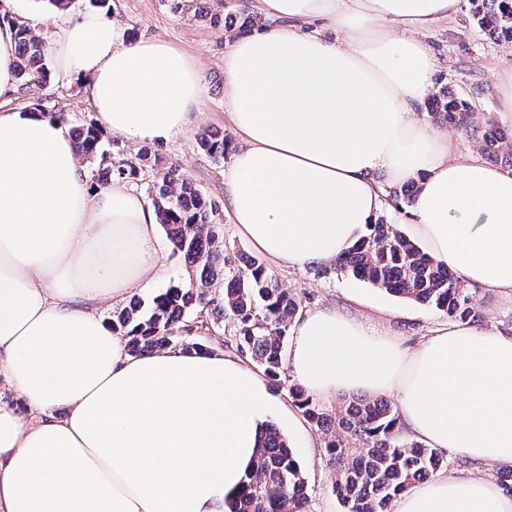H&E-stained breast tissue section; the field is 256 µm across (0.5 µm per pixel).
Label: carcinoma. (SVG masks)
Instances as JSON below:
<instances>
[{"mask_svg":"<svg viewBox=\"0 0 512 512\" xmlns=\"http://www.w3.org/2000/svg\"><path fill=\"white\" fill-rule=\"evenodd\" d=\"M471 5L482 31L512 42V0H471ZM194 16L226 32L257 25L256 18L243 11L199 10ZM12 27L17 79L24 85L46 81L51 70L43 41L27 24L14 22ZM432 108L435 119L476 137L484 154L512 169V139L476 121L467 100L442 91L433 98ZM72 137L78 155L92 164V177L103 185L114 177L135 180L149 167L146 150L129 159L116 140L112 149H100L101 131L93 123L75 126ZM198 145L207 157L219 160L228 156L231 141L204 132ZM147 194L173 252L184 258L189 283L166 289L149 304L129 302L113 314L112 332L128 338L133 356L179 343L188 351H201L202 344L187 338L206 328L205 314H220L233 324L231 342L241 354L269 379L283 381L282 352L299 299L258 258L224 254L217 245L216 206L177 169L155 171ZM332 270L435 307L455 321H474L469 291L458 277L392 224L370 225L365 238L335 263L321 267L325 273ZM288 395L306 421L325 435V457L335 467V492L345 512H392L396 496L448 467L445 452L402 436L398 411L383 398H354L331 410L295 386L288 387ZM307 501L302 465L280 430L266 426L259 435L255 469L228 503L230 512H303Z\"/></svg>","mask_w":512,"mask_h":512,"instance_id":"1","label":"carcinoma"}]
</instances>
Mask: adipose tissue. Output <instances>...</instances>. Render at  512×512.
Instances as JSON below:
<instances>
[{
    "label": "adipose tissue",
    "mask_w": 512,
    "mask_h": 512,
    "mask_svg": "<svg viewBox=\"0 0 512 512\" xmlns=\"http://www.w3.org/2000/svg\"><path fill=\"white\" fill-rule=\"evenodd\" d=\"M459 0H256L224 51L236 141L224 173L235 230L273 265L335 260L411 183L410 236L468 286L512 295V173L457 156L421 111L436 72L420 31ZM335 38L324 37V29ZM97 125L133 142L182 133L197 61L132 40L96 12L53 44ZM153 208L125 182L91 190L75 145L42 112L0 110V512H227L262 427L306 421L220 350L134 357L97 311L163 273ZM310 395L395 397L407 432L463 460L512 466V333L446 323L414 348L333 308L299 311L283 354ZM395 512H512L474 473L439 475Z\"/></svg>",
    "instance_id": "obj_1"
}]
</instances>
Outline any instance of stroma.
<instances>
[{
  "label": "stroma",
  "mask_w": 512,
  "mask_h": 512,
  "mask_svg": "<svg viewBox=\"0 0 512 512\" xmlns=\"http://www.w3.org/2000/svg\"><path fill=\"white\" fill-rule=\"evenodd\" d=\"M89 0H70L66 9L56 10L44 0H0V19L34 26L45 45L60 36L70 15L90 11ZM106 17L118 18L135 39H162L179 52L198 58L202 71L203 93L199 112L183 133L170 141L150 144L160 166L175 165L187 175L197 189L219 206L216 217L226 254L253 255L254 250L238 236L224 204V172L229 161H215L197 147L198 136L213 131L232 136L229 116L224 108V31L193 18L191 12H176L173 0H110ZM436 58L434 90L448 89L467 99L479 121H490L505 135H512V118L500 113L499 98L492 87L493 72H512V43H503L485 34L471 13L469 0H460L454 17L440 21L425 35ZM10 109L62 114L65 127L93 120L84 85L53 72L42 86L19 87L9 103ZM158 251L164 277L155 287L137 288L136 297L151 302L153 297L174 285L189 280L184 261L175 254L166 237H159ZM279 281L295 294L307 310L333 307L356 308L366 327L377 335L397 337L406 346L417 344L446 321L445 313L404 301L385 291L356 280L344 273L321 277L317 267L275 269ZM357 295L360 305H351L350 295ZM472 303L479 325L500 330L512 329V297L475 290ZM316 447L300 448L296 456L308 481L306 512H344L334 491L335 471L323 454L322 433H315Z\"/></svg>",
  "instance_id": "obj_1"
}]
</instances>
